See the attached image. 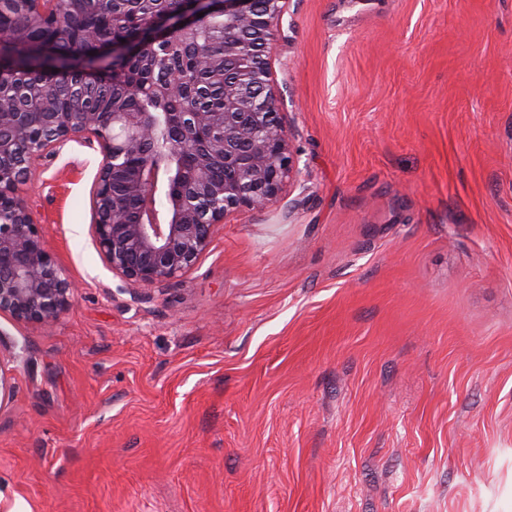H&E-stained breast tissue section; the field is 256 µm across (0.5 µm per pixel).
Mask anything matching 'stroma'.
I'll return each mask as SVG.
<instances>
[{
  "instance_id": "obj_1",
  "label": "stroma",
  "mask_w": 512,
  "mask_h": 512,
  "mask_svg": "<svg viewBox=\"0 0 512 512\" xmlns=\"http://www.w3.org/2000/svg\"><path fill=\"white\" fill-rule=\"evenodd\" d=\"M299 174L141 290L92 240L102 156L26 190L77 282L0 314V512H512V0H291Z\"/></svg>"
}]
</instances>
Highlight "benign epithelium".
<instances>
[{
    "label": "benign epithelium",
    "instance_id": "benign-epithelium-1",
    "mask_svg": "<svg viewBox=\"0 0 512 512\" xmlns=\"http://www.w3.org/2000/svg\"><path fill=\"white\" fill-rule=\"evenodd\" d=\"M59 0H0V52L21 46L31 30L51 46L58 37ZM85 21L69 35L75 66L57 73L32 69L0 84V314L51 324L70 306L76 285L49 252L23 195L36 161L70 141L97 147L103 157L92 196L91 236L106 268L142 290L189 271L228 213L275 202L298 175V154L282 112L269 50L290 0H110L112 19L148 4L134 40L102 36L93 20L95 0H73ZM204 16H199V13ZM221 16L235 34L221 56L188 50L208 42L205 18ZM124 59L126 77L113 84L108 106L90 96L89 52ZM166 67L155 72L158 53ZM220 81L221 102L204 107L200 84L184 66ZM87 99L80 112L56 103L61 85ZM178 101L180 112L166 111ZM20 140L34 150L16 152ZM224 167V181L211 176Z\"/></svg>",
    "mask_w": 512,
    "mask_h": 512
}]
</instances>
